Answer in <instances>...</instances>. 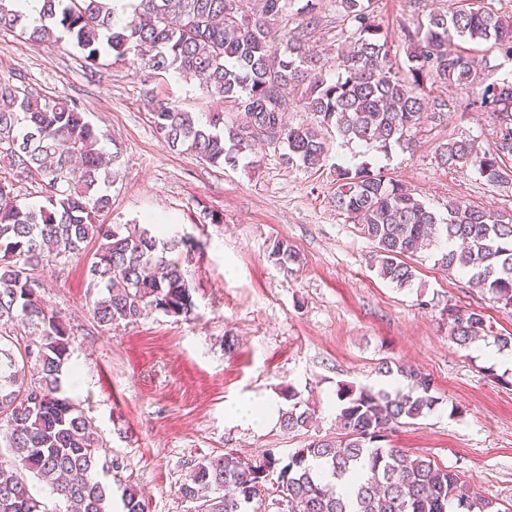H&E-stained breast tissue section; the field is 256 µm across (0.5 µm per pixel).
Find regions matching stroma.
Wrapping results in <instances>:
<instances>
[{"mask_svg":"<svg viewBox=\"0 0 512 512\" xmlns=\"http://www.w3.org/2000/svg\"><path fill=\"white\" fill-rule=\"evenodd\" d=\"M338 2L321 0L324 22L310 40L331 65L350 35ZM374 20L404 66L403 31L417 23L409 0H377ZM467 49L482 85L512 80V59L483 42ZM0 84L78 100L108 134L105 150L120 158L105 223L144 227L161 217L168 236L196 244L183 265L194 307L178 317L152 311L134 323L98 326L89 313L97 295L86 274L91 245L84 257L59 259L40 275L45 305L72 328L70 361L83 379L73 398L101 446L110 512H121L128 486L138 490L144 512H188L177 486L196 463L227 452L257 457L269 448L285 458L315 437L335 436L339 385L393 389L401 377L381 374L385 361L430 375L437 399L427 416L398 427L391 445L455 470L483 497L512 507V387L481 343L462 349L449 340L447 311H480L498 334L512 333V312L475 287L468 272L442 271L433 247L413 257L410 287L380 278L371 266L373 243L332 203L335 167L366 162L435 211L451 201L512 211V185L491 186L475 171L450 172L433 159L436 146L451 139L493 147L498 114L472 107L471 89L435 85L433 96L455 106L447 121L414 130L410 145L383 153L332 135L323 166L309 170L286 164L270 145L241 154L233 169L170 150L155 132L152 101L175 102L202 118L224 111V103L196 81L148 77L109 57L89 72L65 40L38 44L0 34ZM277 239L299 254L296 273L270 258ZM228 337L235 341L229 351ZM289 386L315 406L311 427L288 433L275 417L257 427L232 416L247 401L287 408L281 392Z\"/></svg>","mask_w":512,"mask_h":512,"instance_id":"1","label":"stroma"}]
</instances>
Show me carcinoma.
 <instances>
[{"label": "carcinoma", "instance_id": "1", "mask_svg": "<svg viewBox=\"0 0 512 512\" xmlns=\"http://www.w3.org/2000/svg\"><path fill=\"white\" fill-rule=\"evenodd\" d=\"M375 3L340 0L351 41L338 54L334 80L307 42L308 31L323 23L317 0H306L297 26L278 39L271 22L286 19L291 0H127L121 20L110 0H42L41 24L33 27L13 0H0V31L18 30L38 43L66 37L83 51L88 68L106 54L148 75L173 72L197 80L239 117L212 112L200 121L159 100L153 123L169 148H183L213 167H234L241 153L272 144L260 134L269 127L282 135L286 162L308 169L325 161L329 129L386 152L406 141L424 114L440 122L447 116L452 104L430 98L428 83L466 85L474 89L471 105L502 116L495 146L482 151L469 139H450L435 150L437 166L474 169L489 184H511L506 155L512 154V82L480 88L474 58L456 41L486 42L512 59V15L487 0L450 13L419 14L415 29L404 32L407 59L400 69L374 24ZM290 89L313 121H286ZM105 139L77 101L0 86V155L8 161L7 175H0V322L40 330L39 340L22 342L0 329V428L15 455L10 464L0 462V512H46L27 489L25 471L60 495L68 512L106 508L92 426L62 391L71 328L41 299L39 270L97 243L87 273L105 292L89 311L105 328L136 322L148 310L181 316L194 306L186 272L168 257L182 246L191 252L189 241H164L135 224L100 221L112 206L110 196L99 192L100 184L112 183ZM36 180L46 203L19 204L17 184ZM335 181L334 205L374 244L382 279L399 288L410 285L415 269L408 259L425 246L443 245L440 266L468 271L477 287L512 309V212L451 202L444 216L366 164L337 166ZM271 258L286 271L299 262L284 239L274 242ZM448 321V338L464 349L492 329L473 310L450 309ZM397 372L409 379L405 392L338 387L336 436L314 439L285 460L270 450L256 459L227 452L193 466L177 494L194 504V512H266L273 478L279 505L291 512H504L499 502L475 496L453 470L385 444L395 427L426 416L436 404L428 375L404 365ZM296 396L290 386L282 392L289 401L280 417L286 431L309 427L315 413ZM316 464L334 478L357 476L352 494L338 493ZM121 498L124 512H144L136 490L124 489Z\"/></svg>", "mask_w": 512, "mask_h": 512}]
</instances>
